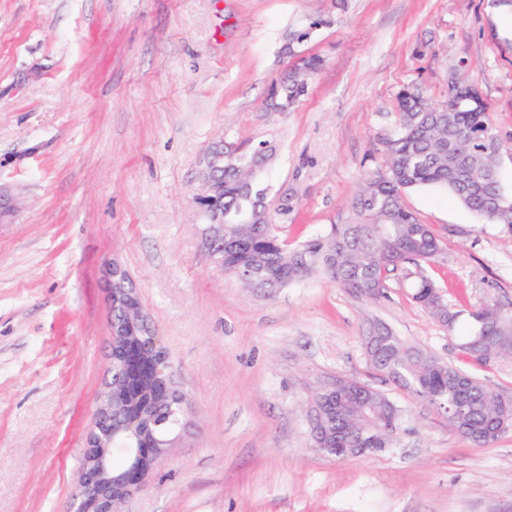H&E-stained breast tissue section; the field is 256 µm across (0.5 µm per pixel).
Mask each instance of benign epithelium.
Instances as JSON below:
<instances>
[{"mask_svg": "<svg viewBox=\"0 0 512 512\" xmlns=\"http://www.w3.org/2000/svg\"><path fill=\"white\" fill-rule=\"evenodd\" d=\"M224 168V146H214L204 158V170L201 192L195 202L205 201L213 197L217 172ZM207 222L203 230L204 245L213 262L224 268V207L211 208L206 213ZM134 289H112L114 311L126 312L128 323L145 325L143 309L132 296ZM125 325L112 323V368L117 370V377L103 391L100 405L95 413L94 429L90 435L85 453L84 469L77 486L75 500L76 512H121V505L138 490L156 460L164 453L167 442L151 434L130 445L118 438L121 432L134 435L140 430V418L126 416L122 410L112 404V394L129 392L128 376L138 372V363H123L119 345L128 341ZM141 353L144 354L153 368L154 377L166 382L168 395L155 402L154 417L176 410L183 412L186 408L185 395L177 390L168 361V354L161 337L148 332ZM120 449L125 457H134L135 461L124 476L120 486L112 484V476L107 466L105 453Z\"/></svg>", "mask_w": 512, "mask_h": 512, "instance_id": "obj_1", "label": "benign epithelium"}]
</instances>
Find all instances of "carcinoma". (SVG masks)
<instances>
[{
	"mask_svg": "<svg viewBox=\"0 0 512 512\" xmlns=\"http://www.w3.org/2000/svg\"><path fill=\"white\" fill-rule=\"evenodd\" d=\"M317 56L301 59L271 93L272 104L283 109L296 105L307 89V78L321 69ZM401 123L383 141L382 169L361 183L352 203L353 217L334 224L329 234L289 248L267 223L265 206H259L257 223H243L254 209L251 201L265 196L259 175L272 152L253 148L242 151L224 146V273L250 271L247 288L272 295L288 284L321 273L358 298L377 301L384 296L385 280L402 268L414 278L413 298L427 304L432 295L442 299L434 281L424 273L440 250L427 224L405 206L404 193L421 186H442L455 200L490 222L512 231V211L502 213L492 198L512 203L498 177V156L503 149L488 119V107L474 87L456 88L448 103L434 106L417 88L398 94ZM481 311L472 313L461 349L478 364L512 356V316L498 313L482 329ZM372 368L401 389L427 401L444 416L448 430L477 445H487L512 428V397L483 379L442 358L425 353L395 336L384 326L365 337ZM154 377L150 362L141 359L135 379L142 396L130 408L150 418ZM312 416L331 438L319 448H336V456L362 448L382 452L396 447L403 427V412L384 391L353 378H336V407L329 406V390L316 385L308 398Z\"/></svg>",
	"mask_w": 512,
	"mask_h": 512,
	"instance_id": "cac0c4a2",
	"label": "carcinoma"
}]
</instances>
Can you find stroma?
I'll list each match as a JSON object with an SVG mask.
<instances>
[{
    "instance_id": "35a3bbf8",
    "label": "stroma",
    "mask_w": 512,
    "mask_h": 512,
    "mask_svg": "<svg viewBox=\"0 0 512 512\" xmlns=\"http://www.w3.org/2000/svg\"><path fill=\"white\" fill-rule=\"evenodd\" d=\"M311 29L310 38L295 35ZM323 69L291 110L273 85ZM478 88L512 192V0H0V512H74L112 378L111 269L130 276L187 410L123 512H512V429L477 446L365 356L384 323L512 396V357L460 349L470 312L512 314V232L445 188L404 202L441 250L427 265L455 326L403 272L376 301L325 276L267 296L206 251L194 198L217 141L274 156L270 208L289 246L347 223L399 127L397 95ZM367 380L404 413L395 448L331 458L309 442L311 389ZM322 66L323 60L320 57L302 58L300 65L273 87L270 97L272 105L281 107V109L294 107L300 97L305 94L307 78L320 70Z\"/></svg>"
}]
</instances>
